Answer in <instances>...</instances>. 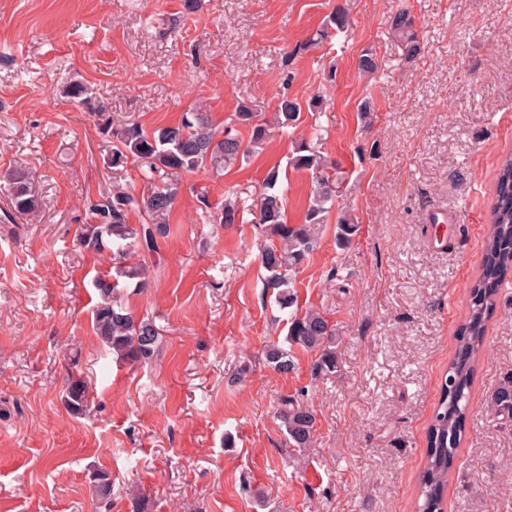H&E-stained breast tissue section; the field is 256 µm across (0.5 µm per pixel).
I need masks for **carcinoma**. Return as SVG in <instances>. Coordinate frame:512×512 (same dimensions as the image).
<instances>
[{
    "label": "carcinoma",
    "mask_w": 512,
    "mask_h": 512,
    "mask_svg": "<svg viewBox=\"0 0 512 512\" xmlns=\"http://www.w3.org/2000/svg\"><path fill=\"white\" fill-rule=\"evenodd\" d=\"M392 32L397 46L408 58L417 56L421 43L413 19L406 9L395 13ZM63 93L86 106L90 111H102L96 104L90 87L79 80L63 86ZM300 105L287 98L277 107V126L286 127L299 119ZM238 119L251 126L250 139L259 144L271 136V126L254 122L255 115L243 106ZM106 131L116 142L112 165L119 166L130 158L140 165L144 180H159L162 187L149 195L137 196L127 190H114L92 207L93 223L80 227L78 242L94 252L116 249L125 253L137 248L144 253L158 250V238L167 233L168 216L180 192L184 175L210 167L220 174L224 167L234 163L241 153V141L216 132L204 112H187L176 125L158 127L151 132L136 123H107ZM290 164L296 169L311 172L315 184L302 224L285 220L281 197L275 188L279 170L271 168L263 179V192L253 214V222L263 233L267 244L262 253L266 271V287L277 290L276 301L287 309L296 303L292 290V276L297 273L318 244L321 226L327 220V204L340 192L343 175L338 166L312 151L304 142L295 145ZM10 203L14 214L26 219L42 206L28 171L15 169L9 176ZM133 208L142 211L147 220L138 226L126 222L127 212ZM239 209L229 203L215 207V224H233ZM358 232L357 219L347 211L336 215V243L347 246ZM512 267V153L499 161L495 192L486 234L484 268L481 276L471 283L468 291V321L457 338L455 356L448 366V374L441 385V394L433 421L428 430L426 460L418 476L419 512H441V502L448 477L454 466L456 450L461 441L465 417L469 407V389L473 364L482 351L486 321L493 313L499 287V276ZM142 274L136 266H118L114 280L105 274L95 281L100 301L93 309L96 334L120 361L145 364L154 359L160 342L155 320L137 318L114 300L113 293L119 278L134 279ZM285 342L298 344L316 355L312 367L315 377L336 374L338 351L336 331L318 312H296L286 320ZM265 361L274 370L286 373L294 363L287 348L271 343L264 351ZM62 401L69 413L82 416L90 409V389L84 376L68 372ZM494 413L512 417V376L503 380L491 398ZM286 444L292 448H306L313 437L315 418L304 404L292 397L281 400L277 412ZM96 495L101 501L112 497V477L105 471L91 475Z\"/></svg>",
    "instance_id": "obj_1"
}]
</instances>
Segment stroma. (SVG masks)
<instances>
[{"mask_svg": "<svg viewBox=\"0 0 512 512\" xmlns=\"http://www.w3.org/2000/svg\"><path fill=\"white\" fill-rule=\"evenodd\" d=\"M403 7L423 37L411 59L391 33ZM338 8L347 27L314 42ZM366 52L370 74L358 68ZM74 77L105 117L148 131L199 110L245 141L239 105L261 119L284 98L301 106L223 174L184 176L157 254L129 253L148 275L122 279L118 300L161 330L144 365L96 336L93 281L112 254L76 235L112 187L155 186L135 162L112 166L104 117L62 92ZM300 140L344 171L333 207L360 225L341 249L324 224L295 277L298 309L339 338L340 367L323 379L298 347L288 373L266 364L289 313L264 286V240L247 220L206 223L198 203L204 192L249 208L275 167L286 218L303 223L314 185L289 163ZM510 152L512 0H0V512H416ZM19 165L41 197L36 224L12 216L3 177ZM71 366L91 386L85 416L61 401ZM510 374L512 274L474 363L443 512H512V420L489 408ZM286 396L315 416L306 451L284 445ZM98 469L112 475L107 505L90 484Z\"/></svg>", "mask_w": 512, "mask_h": 512, "instance_id": "1", "label": "stroma"}]
</instances>
